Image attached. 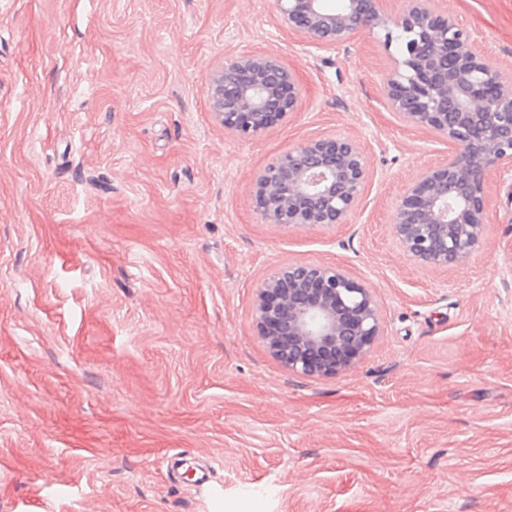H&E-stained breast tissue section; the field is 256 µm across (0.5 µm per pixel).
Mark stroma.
I'll return each instance as SVG.
<instances>
[{"label": "stroma", "instance_id": "stroma-1", "mask_svg": "<svg viewBox=\"0 0 512 512\" xmlns=\"http://www.w3.org/2000/svg\"><path fill=\"white\" fill-rule=\"evenodd\" d=\"M442 5L512 75V0ZM264 52L300 109L229 135L210 76ZM391 66L364 30L304 47L274 0H0V512H512V179L468 262L410 260L394 207L448 146L389 111ZM331 134L366 148L362 205L262 223L256 174ZM285 262L376 294L350 370L269 353L256 289Z\"/></svg>", "mask_w": 512, "mask_h": 512}]
</instances>
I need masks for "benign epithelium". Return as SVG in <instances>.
<instances>
[{
    "mask_svg": "<svg viewBox=\"0 0 512 512\" xmlns=\"http://www.w3.org/2000/svg\"><path fill=\"white\" fill-rule=\"evenodd\" d=\"M378 0H275L280 24L305 44L329 48L363 27L384 32L399 59L387 75L388 107L453 147L448 163L424 172L399 200L394 233L404 253L433 269L462 265L485 240L487 176H512V83L477 40L437 0H408L391 17ZM410 37L400 41L397 34ZM305 88L274 53L231 56L210 80L211 112L224 131L259 137L298 111ZM367 153L351 137L328 135L293 145L256 177L265 224L331 228L363 200ZM254 321L266 346L291 373L333 377L363 359L381 336L376 296L341 266L285 263L256 290Z\"/></svg>",
    "mask_w": 512,
    "mask_h": 512,
    "instance_id": "1",
    "label": "benign epithelium"
}]
</instances>
